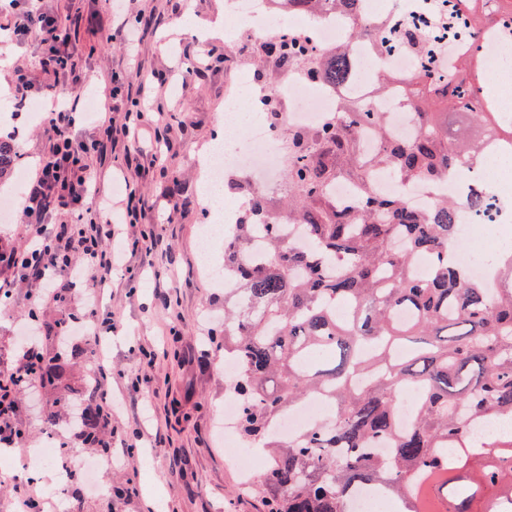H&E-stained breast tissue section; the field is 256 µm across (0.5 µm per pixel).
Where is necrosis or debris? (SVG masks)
<instances>
[{
	"instance_id": "4bbe7bcc",
	"label": "necrosis or debris",
	"mask_w": 512,
	"mask_h": 512,
	"mask_svg": "<svg viewBox=\"0 0 512 512\" xmlns=\"http://www.w3.org/2000/svg\"><path fill=\"white\" fill-rule=\"evenodd\" d=\"M224 14L235 23L242 38L295 33L321 50L350 45L355 75L351 84L340 88L306 75L273 86L230 80L224 88V124L233 136L210 155L207 174L215 184L221 182L224 167L230 166L244 173L246 185L278 189L280 174L288 166L284 144L287 130L320 126L327 115L340 111L346 98L385 113L393 135L410 138L415 123L405 104L394 97L381 99L371 91V81L377 74L388 72L405 77L417 69L420 59L405 40L409 29L424 28L439 39L440 75H447L454 58L477 47L489 61L483 71L485 84L512 81V15L495 11V33L476 39L458 0H362L355 16L329 8L312 14L278 13L270 8L268 0H225ZM360 16L380 22L379 35L390 41V48L377 52L367 43L353 41L352 30ZM271 100L281 106L275 127L267 117V103ZM444 192L451 196L476 195L488 202L486 211L462 212L458 237L470 238L478 228L483 229L484 236L475 251H458L456 258L473 276L486 280L489 287H497L491 260L502 249H512V176L466 163Z\"/></svg>"
}]
</instances>
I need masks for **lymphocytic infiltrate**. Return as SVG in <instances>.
Masks as SVG:
<instances>
[{
    "instance_id": "lymphocytic-infiltrate-1",
    "label": "lymphocytic infiltrate",
    "mask_w": 512,
    "mask_h": 512,
    "mask_svg": "<svg viewBox=\"0 0 512 512\" xmlns=\"http://www.w3.org/2000/svg\"><path fill=\"white\" fill-rule=\"evenodd\" d=\"M32 25L44 35L41 64L52 67L59 82L72 89L87 88L85 78L70 63L68 37L57 16L43 11L41 0H7L6 7H0V32L19 39ZM37 99L52 106L48 116L51 139L25 186L22 213L28 218L41 216L42 222L35 225L23 249L0 250V269L11 272L17 281L39 284L45 300L58 299L59 282H72L87 274L94 287H111L112 274L119 267V256L112 248L116 239L110 218L112 205L97 201L88 164L98 144L75 137L77 118L72 106L56 103L54 95L47 92L38 94ZM61 211L70 213L74 224L44 223V216ZM40 354L38 342H31L14 366L0 370V444L14 445L23 435L17 424L20 397L36 387L28 364Z\"/></svg>"
}]
</instances>
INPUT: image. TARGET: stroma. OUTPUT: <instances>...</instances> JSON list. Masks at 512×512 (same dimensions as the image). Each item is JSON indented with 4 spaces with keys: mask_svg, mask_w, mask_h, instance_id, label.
I'll list each match as a JSON object with an SVG mask.
<instances>
[{
    "mask_svg": "<svg viewBox=\"0 0 512 512\" xmlns=\"http://www.w3.org/2000/svg\"><path fill=\"white\" fill-rule=\"evenodd\" d=\"M184 0H129L133 17L160 18L159 28L145 29L134 47L113 33L110 0H43L46 11L77 25L81 52L77 68L110 107L111 127L79 125V137L99 143L91 172L101 192L129 183L146 199L133 223L122 225L127 242L155 231L151 254L133 253L129 264L138 281L130 286L116 276L97 312H90L91 281L80 280L66 292V302L41 304L34 287L11 289L7 311L0 312V370L13 364L21 329L30 316L39 322L58 318L98 324L112 318L105 338L112 376L101 389L112 393V466L102 474L103 494L89 491L82 470H75L50 512H256L240 476L224 456V354L205 344L224 336V291L202 272L200 228L208 221L196 154L223 134L224 86L230 75L219 56L223 39L211 40L216 61L204 75L185 73L198 48L182 29ZM37 32L23 41H0V94L14 96L17 76L36 90L73 100L70 87L55 81L38 61ZM119 76L126 94L110 96L109 79ZM144 91L148 116L126 129L127 94ZM166 112L163 124L151 113ZM169 272L165 296L155 294V272ZM151 359H144V352ZM54 393L43 388L24 394L19 422L24 436L15 450L22 459L44 432L42 417ZM136 485L135 496L118 488Z\"/></svg>",
    "mask_w": 512,
    "mask_h": 512,
    "instance_id": "1",
    "label": "stroma"
}]
</instances>
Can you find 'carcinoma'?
I'll return each instance as SVG.
<instances>
[{"mask_svg": "<svg viewBox=\"0 0 512 512\" xmlns=\"http://www.w3.org/2000/svg\"><path fill=\"white\" fill-rule=\"evenodd\" d=\"M462 2L483 35L490 13L480 0ZM355 35L384 47L364 19ZM256 56L270 71L302 67L329 86L352 77L344 46L317 53L292 36L258 43ZM480 63L464 54L447 81L424 66L406 77L416 127L403 142L390 138L382 113L355 102L317 129L289 131L283 207L296 240L283 239L274 202L245 192L224 246V276L236 280L224 292V352L238 360L224 389L240 403L241 439L267 460L249 489L262 512H346L366 486L405 502L403 512H502L512 502V434L493 438L491 452L471 437L486 420H512V254L496 261L504 286L490 293L448 248L456 216L481 208L479 199L441 195L418 211L403 196L378 194L370 180L379 167L405 187L437 186L461 161L512 143L492 99L474 98ZM368 137L378 145L372 156L362 151ZM16 159L13 135L0 134V180L12 178ZM339 183L354 190L346 207L330 192ZM88 353L45 357L38 377L58 387L56 406L80 408V436L95 445V410L60 387L67 360ZM406 385L421 398L400 430ZM321 392L334 418L280 437L275 421Z\"/></svg>", "mask_w": 512, "mask_h": 512, "instance_id": "cac0c4a2", "label": "carcinoma"}]
</instances>
